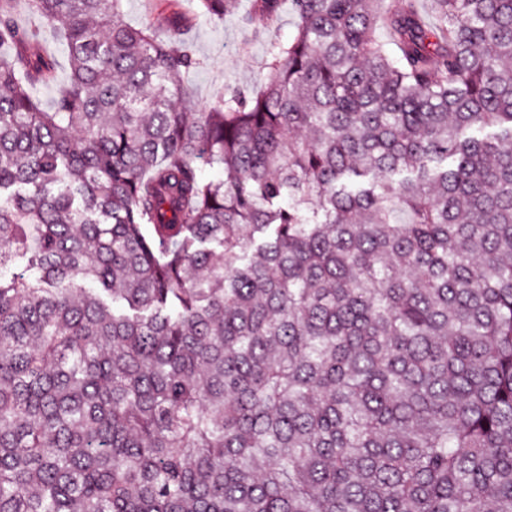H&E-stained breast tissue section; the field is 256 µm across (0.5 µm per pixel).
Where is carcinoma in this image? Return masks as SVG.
I'll list each match as a JSON object with an SVG mask.
<instances>
[{
	"mask_svg": "<svg viewBox=\"0 0 512 512\" xmlns=\"http://www.w3.org/2000/svg\"><path fill=\"white\" fill-rule=\"evenodd\" d=\"M17 2L0 512H512V0H290L202 110L177 0H27L50 110ZM14 21L19 27L36 32L41 40L43 49L50 54L56 55L58 59L56 81L48 84L38 83L31 89V92L41 101L44 107H52L57 93V85L62 83L67 76L65 53L62 48L57 47L52 29L29 11L25 1H18L14 13Z\"/></svg>",
	"mask_w": 512,
	"mask_h": 512,
	"instance_id": "obj_1",
	"label": "carcinoma"
}]
</instances>
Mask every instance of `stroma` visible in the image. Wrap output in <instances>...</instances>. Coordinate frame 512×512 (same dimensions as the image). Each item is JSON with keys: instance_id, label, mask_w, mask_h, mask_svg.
<instances>
[{"instance_id": "35a3bbf8", "label": "stroma", "mask_w": 512, "mask_h": 512, "mask_svg": "<svg viewBox=\"0 0 512 512\" xmlns=\"http://www.w3.org/2000/svg\"><path fill=\"white\" fill-rule=\"evenodd\" d=\"M251 2L236 0L235 10L219 23L196 17L194 48L203 61L202 68L192 76L197 104H206L219 90L229 95L238 90L252 89L266 74L265 64L270 47L288 43L294 38L296 28L289 4H282L277 19L257 34L243 22ZM14 21L19 27L36 32L43 49L56 55L59 61L55 82L39 83L32 88L44 107H52L57 84L67 76L65 53L58 48L52 29L29 11L25 0H19Z\"/></svg>"}]
</instances>
